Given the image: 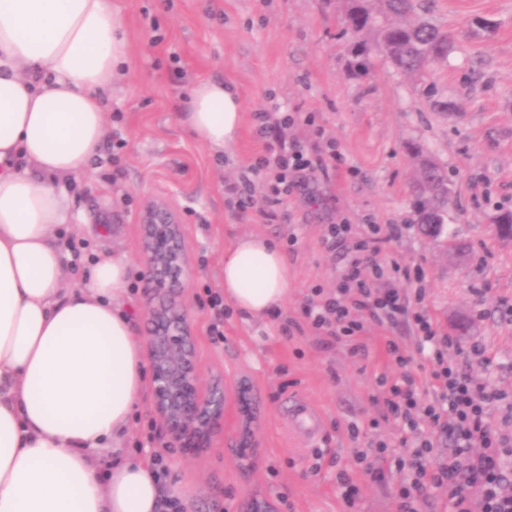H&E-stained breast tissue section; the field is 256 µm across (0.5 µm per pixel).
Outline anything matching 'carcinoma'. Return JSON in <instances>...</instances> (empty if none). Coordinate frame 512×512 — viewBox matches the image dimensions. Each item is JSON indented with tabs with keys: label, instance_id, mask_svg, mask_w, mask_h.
Segmentation results:
<instances>
[{
	"label": "carcinoma",
	"instance_id": "carcinoma-1",
	"mask_svg": "<svg viewBox=\"0 0 512 512\" xmlns=\"http://www.w3.org/2000/svg\"><path fill=\"white\" fill-rule=\"evenodd\" d=\"M374 11L361 0H348L343 19L345 32L359 37L355 56L370 59L381 54L394 68L405 74H424L448 56L453 34L421 15L420 0H378ZM418 192L429 201H448V180L435 166L421 172Z\"/></svg>",
	"mask_w": 512,
	"mask_h": 512
}]
</instances>
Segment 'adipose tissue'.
<instances>
[{"label":"adipose tissue","instance_id":"adipose-tissue-1","mask_svg":"<svg viewBox=\"0 0 512 512\" xmlns=\"http://www.w3.org/2000/svg\"><path fill=\"white\" fill-rule=\"evenodd\" d=\"M131 65L112 0H0V512H161L150 461L123 452L147 398V356L127 305L129 258L101 254L64 285L68 182L105 137V99ZM182 126L215 152L236 142V89L201 80ZM273 239L224 247V300L259 320L288 296ZM114 459L103 462L102 449Z\"/></svg>","mask_w":512,"mask_h":512}]
</instances>
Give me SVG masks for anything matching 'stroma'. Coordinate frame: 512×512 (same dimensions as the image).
<instances>
[{
    "label": "stroma",
    "mask_w": 512,
    "mask_h": 512,
    "mask_svg": "<svg viewBox=\"0 0 512 512\" xmlns=\"http://www.w3.org/2000/svg\"><path fill=\"white\" fill-rule=\"evenodd\" d=\"M423 0L428 18L455 36L445 64L422 76L397 72L374 58L370 72L349 71L350 47L341 16L346 0H112L121 12L132 54L125 78L106 100L107 131L98 155L73 187L79 225L64 237L84 258L115 249L130 260L133 310L147 336L146 268L139 218L153 200L177 212L193 269L187 294L202 384L224 380V429L211 448L171 447L153 401L133 418L125 453L163 455L166 483L181 512H397L402 476L372 481L359 454L379 443L398 450L402 432L381 400V373L411 375L427 385L433 347L408 323L372 325L367 350L327 344L300 321L315 289L334 292L342 252L327 250L330 220H348L354 237L367 223L397 225L379 258L398 265L395 287L422 294L420 307L439 335L451 337V356L466 361L472 342L488 362L472 363L480 381L512 396V239L497 219L512 211V0ZM203 79L232 84L243 113L237 141L216 153L180 124L189 88ZM312 112L314 126L299 137L336 141L340 160L309 188L265 208L268 186L249 176L262 151L255 112ZM448 173L443 229L418 228L424 204L415 191L421 159ZM261 234L288 255L292 279L280 308L249 321L222 296L224 245ZM401 337L410 361L388 364L387 338ZM250 390L243 416L238 392ZM303 399L322 416L318 440L302 447L288 433V406ZM249 430L253 446L239 458L232 444ZM348 471L360 488L346 504L336 474Z\"/></svg>",
    "instance_id": "35a3bbf8"
}]
</instances>
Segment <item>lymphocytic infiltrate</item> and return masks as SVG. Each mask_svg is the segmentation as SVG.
I'll return each instance as SVG.
<instances>
[{
    "instance_id": "f902f5d3",
    "label": "lymphocytic infiltrate",
    "mask_w": 512,
    "mask_h": 512,
    "mask_svg": "<svg viewBox=\"0 0 512 512\" xmlns=\"http://www.w3.org/2000/svg\"><path fill=\"white\" fill-rule=\"evenodd\" d=\"M257 134L263 141L262 155L251 167L254 176L269 183L266 205L282 204L291 192L307 186L326 173L336 157V144L316 141L306 145L288 137L297 125L311 126V114L254 115ZM349 224H333L323 240L328 250L342 247L346 262L334 295L310 302L302 309L307 326L335 342L347 343L352 354L365 350L361 337L366 324L395 325L412 322L418 336L434 343L429 384L435 391L431 402H421L411 377L390 380L383 401L402 427L415 432L408 459L398 460L407 475L398 493V512H420L431 490H444L448 512H512V422L493 425L488 418L491 404L504 400V393L475 382L463 365L448 361L443 347L447 337L438 335L427 313L412 309L398 288L384 279L377 261L380 252L378 225H369L356 241H349ZM436 430L435 436H419L420 422ZM447 442L446 454L437 446Z\"/></svg>"
}]
</instances>
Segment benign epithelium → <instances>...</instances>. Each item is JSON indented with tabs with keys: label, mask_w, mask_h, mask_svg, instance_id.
Listing matches in <instances>:
<instances>
[{
	"label": "benign epithelium",
	"mask_w": 512,
	"mask_h": 512,
	"mask_svg": "<svg viewBox=\"0 0 512 512\" xmlns=\"http://www.w3.org/2000/svg\"><path fill=\"white\" fill-rule=\"evenodd\" d=\"M146 265L147 357L155 407L166 434L178 448L210 446L224 423V383L202 386L184 281L190 278L176 212L164 200L147 207L140 218Z\"/></svg>",
	"instance_id": "1"
}]
</instances>
